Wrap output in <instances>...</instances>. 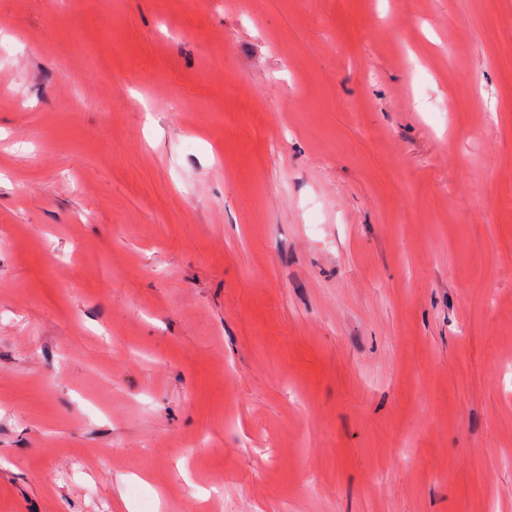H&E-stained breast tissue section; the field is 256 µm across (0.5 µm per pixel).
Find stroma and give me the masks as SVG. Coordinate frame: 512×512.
Wrapping results in <instances>:
<instances>
[{
    "label": "stroma",
    "instance_id": "stroma-1",
    "mask_svg": "<svg viewBox=\"0 0 512 512\" xmlns=\"http://www.w3.org/2000/svg\"><path fill=\"white\" fill-rule=\"evenodd\" d=\"M0 512H512V0H0Z\"/></svg>",
    "mask_w": 512,
    "mask_h": 512
}]
</instances>
